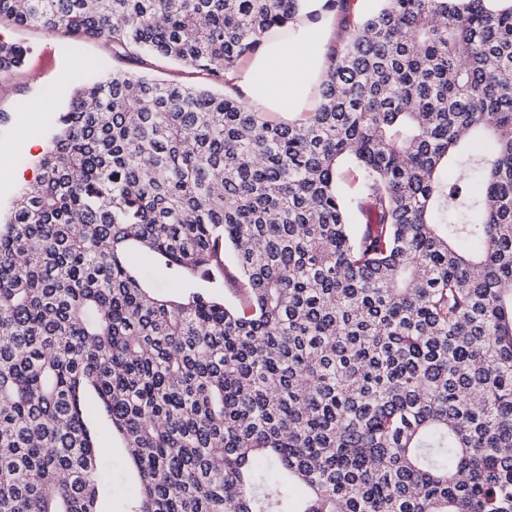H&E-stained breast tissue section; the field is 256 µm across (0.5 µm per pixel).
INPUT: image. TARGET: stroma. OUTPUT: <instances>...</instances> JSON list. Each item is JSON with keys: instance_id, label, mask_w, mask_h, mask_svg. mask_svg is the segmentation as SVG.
Instances as JSON below:
<instances>
[{"instance_id": "obj_1", "label": "stroma", "mask_w": 512, "mask_h": 512, "mask_svg": "<svg viewBox=\"0 0 512 512\" xmlns=\"http://www.w3.org/2000/svg\"><path fill=\"white\" fill-rule=\"evenodd\" d=\"M0 42L25 48L22 68L0 76V112L9 121L0 127V150H7L16 169L38 177L36 162L45 149V131L52 111L61 110L77 84L119 67L120 62L103 44L95 41L73 43L67 36L33 27L0 24ZM36 97L49 104V111L26 112L17 103ZM88 414L97 443L104 455L100 472L108 486L100 512H126L135 498L137 486L127 457L110 425L101 416L96 402H89Z\"/></svg>"}]
</instances>
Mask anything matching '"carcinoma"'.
Segmentation results:
<instances>
[{"label":"carcinoma","instance_id":"carcinoma-1","mask_svg":"<svg viewBox=\"0 0 512 512\" xmlns=\"http://www.w3.org/2000/svg\"><path fill=\"white\" fill-rule=\"evenodd\" d=\"M303 4L0 0L136 65L71 92L0 221V512H98L89 391L128 512H512V8L327 0L314 111L244 110ZM128 261L139 269L148 274L149 282L157 288L171 289L173 287L170 278L164 270H162L150 256V254L142 251H133L128 256ZM88 414L92 429L104 456L99 460L100 472L107 483L109 493L102 498L100 512H125L129 503L136 497L137 486L124 449L112 428L100 415L94 400L88 402Z\"/></svg>","mask_w":512,"mask_h":512}]
</instances>
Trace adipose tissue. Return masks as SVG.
<instances>
[{
	"label": "adipose tissue",
	"mask_w": 512,
	"mask_h": 512,
	"mask_svg": "<svg viewBox=\"0 0 512 512\" xmlns=\"http://www.w3.org/2000/svg\"><path fill=\"white\" fill-rule=\"evenodd\" d=\"M325 0H305L288 37L269 34L261 50L235 75L238 101L248 111L281 115L312 108L313 89L326 67V49L336 37L331 19L322 18ZM319 22H311V15Z\"/></svg>",
	"instance_id": "ef3b65f1"
}]
</instances>
